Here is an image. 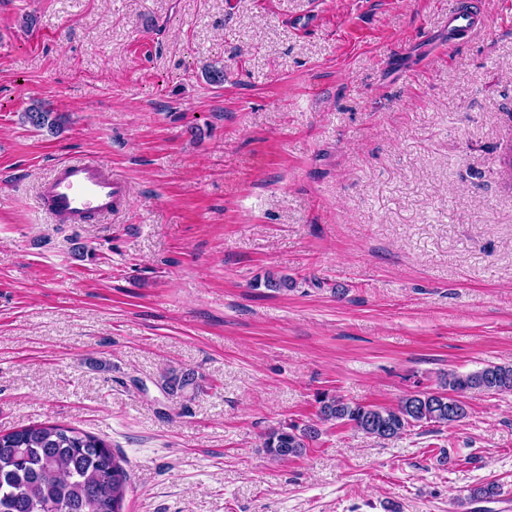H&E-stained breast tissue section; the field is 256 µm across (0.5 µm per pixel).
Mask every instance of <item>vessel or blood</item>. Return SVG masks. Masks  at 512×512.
I'll return each instance as SVG.
<instances>
[{"instance_id":"vessel-or-blood-1","label":"vessel or blood","mask_w":512,"mask_h":512,"mask_svg":"<svg viewBox=\"0 0 512 512\" xmlns=\"http://www.w3.org/2000/svg\"><path fill=\"white\" fill-rule=\"evenodd\" d=\"M124 184L99 159L78 158L61 164L41 187L44 209L62 224H81L112 214L125 198Z\"/></svg>"}]
</instances>
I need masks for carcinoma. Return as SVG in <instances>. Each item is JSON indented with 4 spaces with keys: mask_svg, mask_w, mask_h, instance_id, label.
Listing matches in <instances>:
<instances>
[{
    "mask_svg": "<svg viewBox=\"0 0 512 512\" xmlns=\"http://www.w3.org/2000/svg\"><path fill=\"white\" fill-rule=\"evenodd\" d=\"M22 120L35 128H59L66 122L40 103L27 107ZM160 386L173 396L188 388L200 390L201 379L191 369H172L162 375ZM442 386L448 391H415L395 408L350 403L324 393L317 398V418L321 423L345 422L383 440L398 438L416 425L451 426L468 416L460 400L467 390L512 393V364L450 372ZM319 434L315 424H281L264 433L262 447L270 458L287 461L301 456ZM122 462L100 438L58 424H33L0 435V512H122L129 482Z\"/></svg>",
    "mask_w": 512,
    "mask_h": 512,
    "instance_id": "1",
    "label": "carcinoma"
}]
</instances>
